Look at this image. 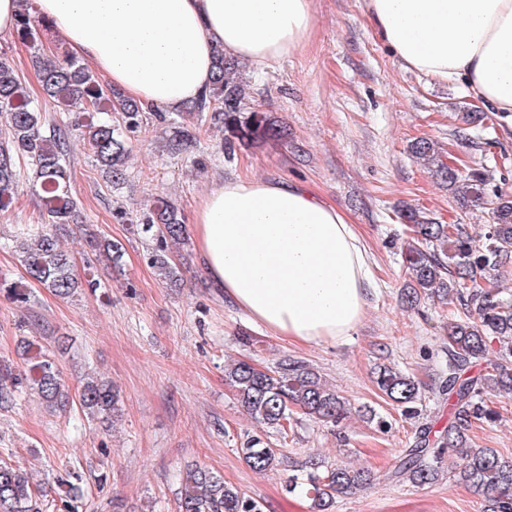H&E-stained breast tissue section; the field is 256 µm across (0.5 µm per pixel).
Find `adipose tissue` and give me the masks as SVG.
<instances>
[{
  "mask_svg": "<svg viewBox=\"0 0 512 512\" xmlns=\"http://www.w3.org/2000/svg\"><path fill=\"white\" fill-rule=\"evenodd\" d=\"M59 41L143 107L178 110L210 87L215 48L258 64L310 37L312 0H36ZM381 42L411 70L460 81L512 114V0H364ZM194 235L227 300L293 344L336 341L374 283L362 237L308 183L214 184Z\"/></svg>",
  "mask_w": 512,
  "mask_h": 512,
  "instance_id": "1",
  "label": "adipose tissue"
}]
</instances>
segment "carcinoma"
I'll return each instance as SVG.
<instances>
[{"instance_id": "carcinoma-1", "label": "carcinoma", "mask_w": 512, "mask_h": 512, "mask_svg": "<svg viewBox=\"0 0 512 512\" xmlns=\"http://www.w3.org/2000/svg\"><path fill=\"white\" fill-rule=\"evenodd\" d=\"M35 20L20 10L16 37L29 42ZM44 93L58 101L75 100L84 118L85 140L96 162L109 174L113 185L124 179L123 167L128 135L142 129L145 110L118 90L100 84L77 61L56 63L40 53L33 55ZM214 78L202 98L192 102L197 113L210 112L224 124V145L263 142L284 135L276 120L264 112H245L238 65L221 51L214 56ZM0 107L7 110L6 129L0 138V211L18 202L24 172L20 161L33 170V186L42 192L43 210L31 224L19 228V252L28 276L60 297L79 288L71 273V260L61 244L60 226L76 221L78 201L70 188L72 174L65 159L64 141L57 133L42 131L39 108L26 92L12 59L0 53ZM115 112L118 120L100 117ZM411 152L427 162L448 190L463 204L489 206L490 224L476 240L460 224H439L416 209L399 212L409 228L401 247L404 266L411 281L405 300L413 304L421 296L444 301L452 297L467 314L448 321V377L442 392L448 396L451 414L440 430L426 423L417 427L415 444L403 451L399 465L389 478L406 480L416 487L433 483L441 473L445 450L456 452L448 463V477L473 488L484 497L483 512H512V460L491 448L467 447V432L477 422L495 419V411L484 405L487 390L512 395V299L502 297L499 288L502 269L512 261V197L490 194L486 176L476 170L465 172L443 160L436 144L426 138L411 144ZM141 231L154 233L157 241L151 262L165 284L176 287L181 272L170 263L168 242L185 240L186 225L177 208L168 200H157L144 217ZM97 261L118 265L122 245L110 239H86ZM497 340L498 357L489 370L469 374L472 364L483 359L488 342ZM225 377L236 391L237 400L251 419L274 429L282 438L302 414L323 423L343 420L345 399L328 387L321 376L303 361L284 357L265 372L240 360L225 369ZM380 392L405 415L417 414L420 401L415 381L400 369L376 366ZM33 392L53 411H65L74 398L55 359L38 352L23 371L0 369V407L11 404L15 395ZM119 398L112 382L87 377L79 392V405L91 416L109 417ZM256 472L278 469L280 452L253 436L236 449ZM302 476L288 477L286 488L302 489L311 500L312 512H333L337 499L351 495L371 481L364 469L324 465L310 459L298 465ZM80 479L75 471L58 477L68 486V512H78ZM44 491L34 487L20 466L0 462V512H42ZM179 512H261L259 503L240 488L224 482V477L201 467L187 470L182 477Z\"/></svg>"}]
</instances>
